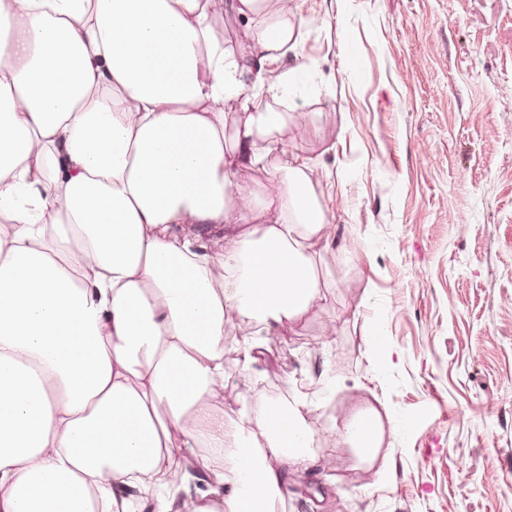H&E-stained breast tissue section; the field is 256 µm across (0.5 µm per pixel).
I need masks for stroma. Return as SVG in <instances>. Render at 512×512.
<instances>
[{
  "mask_svg": "<svg viewBox=\"0 0 512 512\" xmlns=\"http://www.w3.org/2000/svg\"><path fill=\"white\" fill-rule=\"evenodd\" d=\"M292 3L301 39L265 74L288 84L272 160L318 161L337 244L315 241L321 298L253 373L251 324L227 331L225 435L248 388L304 395L316 463L285 512H512V0ZM378 406L394 427L369 463L339 434Z\"/></svg>",
  "mask_w": 512,
  "mask_h": 512,
  "instance_id": "1",
  "label": "stroma"
}]
</instances>
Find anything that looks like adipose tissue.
<instances>
[{
	"mask_svg": "<svg viewBox=\"0 0 512 512\" xmlns=\"http://www.w3.org/2000/svg\"><path fill=\"white\" fill-rule=\"evenodd\" d=\"M299 37L282 0H0V512H118L130 488L150 512H277L313 465L305 399L244 393L228 454L214 405L230 315L255 325L248 372L321 294L314 168L271 163L288 115L247 95L279 99L265 68ZM382 437L374 409L342 433ZM178 448L187 484L158 492Z\"/></svg>",
	"mask_w": 512,
	"mask_h": 512,
	"instance_id": "1",
	"label": "adipose tissue"
}]
</instances>
